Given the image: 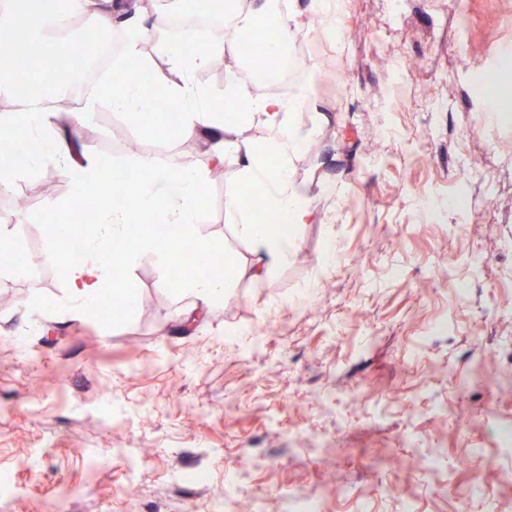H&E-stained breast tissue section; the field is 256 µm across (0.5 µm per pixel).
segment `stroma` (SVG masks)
I'll return each mask as SVG.
<instances>
[{
  "label": "stroma",
  "mask_w": 512,
  "mask_h": 512,
  "mask_svg": "<svg viewBox=\"0 0 512 512\" xmlns=\"http://www.w3.org/2000/svg\"><path fill=\"white\" fill-rule=\"evenodd\" d=\"M335 14L332 32L305 14L297 67L269 88L311 92L294 120L318 132L292 169L313 219L292 263L232 281L222 306L192 311L147 261L123 274L135 308L73 316L45 256L69 179L46 161L0 194L28 269L0 259V512H284L299 495L324 512H512V446L496 440L512 425V124L472 87L504 72L512 0ZM84 141L115 174L143 158L204 171L196 240L251 260L226 207L243 185L213 178L209 135L168 137L162 115L104 99Z\"/></svg>",
  "instance_id": "stroma-1"
}]
</instances>
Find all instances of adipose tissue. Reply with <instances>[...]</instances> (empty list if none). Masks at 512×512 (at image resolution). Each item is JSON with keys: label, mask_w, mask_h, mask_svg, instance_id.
Listing matches in <instances>:
<instances>
[{"label": "adipose tissue", "mask_w": 512, "mask_h": 512, "mask_svg": "<svg viewBox=\"0 0 512 512\" xmlns=\"http://www.w3.org/2000/svg\"><path fill=\"white\" fill-rule=\"evenodd\" d=\"M237 0H225L224 12L235 21L233 34L223 44L203 46L194 55L172 50L173 65L166 72L153 75V82L169 99L180 118L179 135L195 138L202 129L222 130L211 150L214 155H233L236 166L228 176L236 182L261 187L272 211L281 225L273 230L251 210L239 209L236 200H229V209L238 213L234 226L236 236L247 242L253 258L239 266L236 278L254 283L263 282L273 271L288 265L297 254L293 225L308 223L312 217L310 186L296 179L291 165L311 140L313 129L300 126L293 120L301 104L300 98H283L256 93L255 82L248 76L232 77L226 87L223 107H216L209 89L197 79V74L211 56L221 54L238 58L240 39L250 34L265 21H273L278 35L265 44V52L274 59L286 56L288 44L301 28V11L294 5H281L280 0H251L240 9ZM79 14L89 18L98 33L111 31L116 20H123L127 33L126 60L128 66L141 61L139 45L152 32L165 29L168 19L164 14L144 16L129 14L120 0H66L63 10L46 7L42 0H0V38L13 39L26 35L33 42L49 46L60 43L82 44V53L96 55L99 46L84 42L82 35L57 25L59 12ZM0 93L13 97L17 105L0 113V152L12 149L11 132L24 127L36 143L33 163L52 161L70 179L75 193L98 200L99 225L96 234L82 243L84 259L75 263L64 258L55 244H48L46 256L64 270L71 288L69 310L74 316L92 314L100 304L103 289L112 285L113 268L130 269L151 260L161 267L171 263V243L190 236L196 222L203 183L197 171L180 168L153 175L133 184L131 206L111 202L103 180L105 161L91 147L76 151L74 143L82 139V114L95 111L99 95H89L82 112L62 114L49 108L55 100L58 85L38 86L26 77L24 66L0 59ZM253 125L265 130L263 143L246 136ZM139 210L149 218L161 219L168 228L169 246L159 247L158 237L150 231L139 237L137 248L127 251L115 249L117 241L128 237L131 210Z\"/></svg>", "instance_id": "1"}]
</instances>
